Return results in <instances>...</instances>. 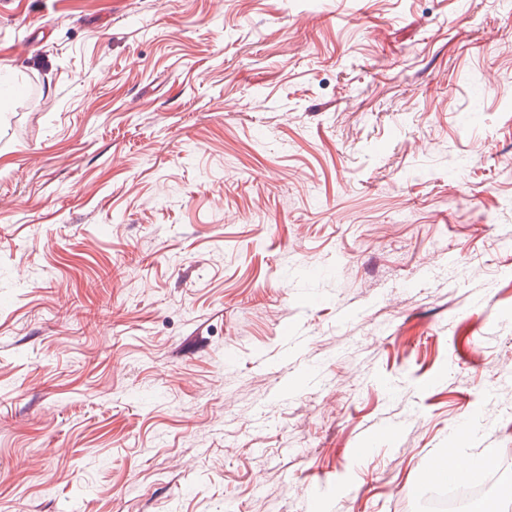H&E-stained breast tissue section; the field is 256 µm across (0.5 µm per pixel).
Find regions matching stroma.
<instances>
[{
	"instance_id": "35a3bbf8",
	"label": "stroma",
	"mask_w": 512,
	"mask_h": 512,
	"mask_svg": "<svg viewBox=\"0 0 512 512\" xmlns=\"http://www.w3.org/2000/svg\"><path fill=\"white\" fill-rule=\"evenodd\" d=\"M451 447L512 448V0H0V512H418Z\"/></svg>"
}]
</instances>
